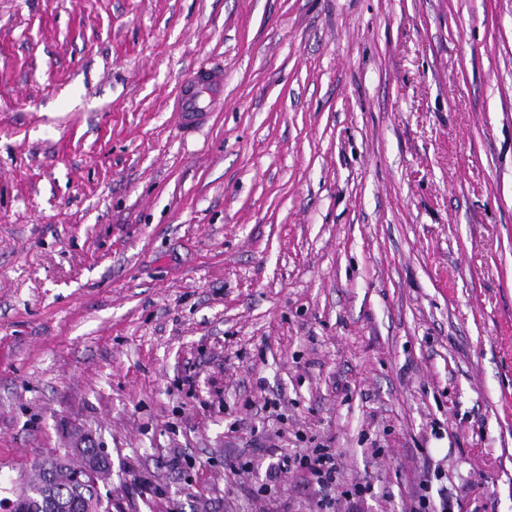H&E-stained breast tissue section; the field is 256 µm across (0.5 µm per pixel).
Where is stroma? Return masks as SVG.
Wrapping results in <instances>:
<instances>
[{
  "label": "stroma",
  "instance_id": "stroma-1",
  "mask_svg": "<svg viewBox=\"0 0 512 512\" xmlns=\"http://www.w3.org/2000/svg\"><path fill=\"white\" fill-rule=\"evenodd\" d=\"M90 441L112 512H316L317 447L512 512V0H0V488ZM204 79V84L201 88L193 90L197 83ZM192 90L189 91V88ZM224 78L219 71H201L198 72L192 84L186 86L180 93L178 98L177 111L180 112H209L223 96ZM206 96L209 98V103L205 104ZM292 463L297 464L296 468L306 470L320 490H331L336 483V455L328 448H314L311 455L296 457L293 462L286 459L281 464L279 461L270 471V480L276 481L282 473L290 471Z\"/></svg>",
  "mask_w": 512,
  "mask_h": 512
}]
</instances>
